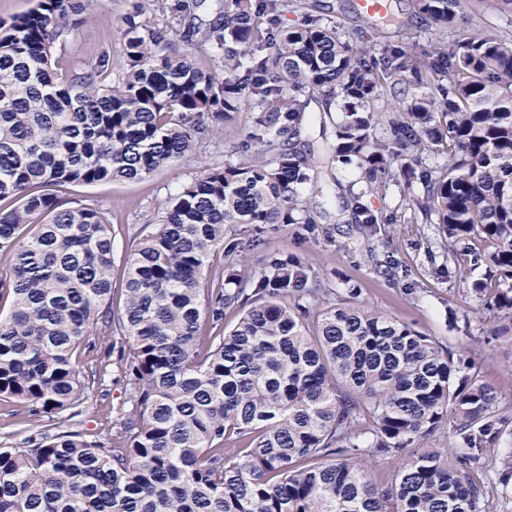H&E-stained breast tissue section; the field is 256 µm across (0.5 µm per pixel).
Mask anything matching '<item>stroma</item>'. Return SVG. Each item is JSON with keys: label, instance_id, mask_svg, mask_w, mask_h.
I'll return each instance as SVG.
<instances>
[{"label": "stroma", "instance_id": "stroma-1", "mask_svg": "<svg viewBox=\"0 0 512 512\" xmlns=\"http://www.w3.org/2000/svg\"><path fill=\"white\" fill-rule=\"evenodd\" d=\"M136 2L146 13H153V0H95L92 21L68 39L70 52L82 59L107 50L113 61H120V18ZM390 3L392 20L385 32L389 41L408 44L438 38V31L418 18L412 0ZM250 124V113H239L219 140L207 142L204 155L186 157L144 181L67 189L66 200L93 203L109 212L115 279L124 275L130 238L151 217L157 203L196 176L203 162L224 161ZM361 189L354 168H321L312 198L314 223L281 224L259 233L242 276L256 277L270 258L286 257L318 277L337 296L415 323L442 349L464 355L479 381L497 392L494 419L512 420V339L493 335L488 312L491 299L472 290L474 283L484 279L485 265L475 263L464 252L455 264H448V245L432 224H380L375 233L365 234L362 225L352 223L346 208L350 194ZM381 261L390 262V274L379 272ZM106 350L104 342L92 340L79 360L86 367L103 359L109 362L103 385L91 395L93 411L82 424L83 431L108 443L119 425L118 411L127 395L119 358L107 356Z\"/></svg>", "mask_w": 512, "mask_h": 512}]
</instances>
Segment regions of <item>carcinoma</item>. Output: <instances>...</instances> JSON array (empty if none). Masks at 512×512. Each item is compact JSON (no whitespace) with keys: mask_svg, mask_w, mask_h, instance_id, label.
I'll return each mask as SVG.
<instances>
[{"mask_svg":"<svg viewBox=\"0 0 512 512\" xmlns=\"http://www.w3.org/2000/svg\"><path fill=\"white\" fill-rule=\"evenodd\" d=\"M93 2L0 16V401L36 428L27 446H0V512H493L473 473L504 430L462 357L306 287L283 259L229 287L247 261L236 243L225 272H207L228 229L314 223L299 197L318 169L300 130L315 100L336 114L329 162L356 165L365 185L352 221L434 224L450 263L457 245L486 242L473 258L501 284L497 335L511 336L512 42L468 22L471 0H414L453 31L420 50L375 41L372 20L345 39L305 0H224L198 24L185 0H154L155 17L122 16L114 80L110 52L80 62L64 40ZM245 111L238 160L203 164L136 232L114 310L109 214L65 206L62 190L143 181ZM443 150L448 164L430 165ZM392 185L403 197L387 214L369 199ZM91 336L120 345L129 406L113 448L69 424L105 379L75 359ZM450 419L453 466L426 445ZM378 456L397 461L385 484Z\"/></svg>","mask_w":512,"mask_h":512,"instance_id":"carcinoma-1","label":"carcinoma"}]
</instances>
